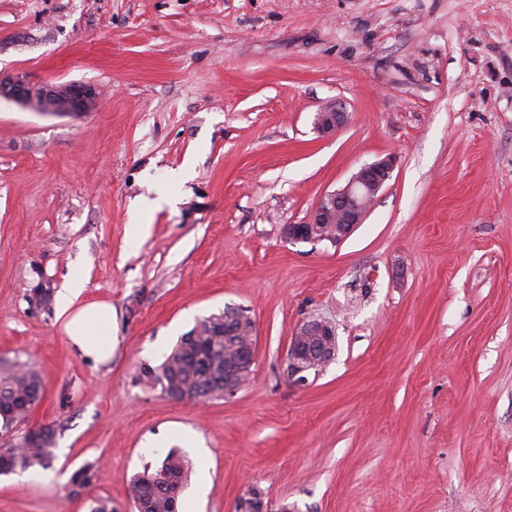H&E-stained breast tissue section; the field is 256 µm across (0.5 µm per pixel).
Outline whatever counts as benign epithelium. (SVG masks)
<instances>
[{"instance_id":"1","label":"benign epithelium","mask_w":512,"mask_h":512,"mask_svg":"<svg viewBox=\"0 0 512 512\" xmlns=\"http://www.w3.org/2000/svg\"><path fill=\"white\" fill-rule=\"evenodd\" d=\"M0 97L11 99L35 112L83 116L94 111L98 94L93 85L81 82L32 83L22 76H1ZM348 116L335 100L322 103L315 113L316 133L330 137L342 128ZM395 159L387 156L361 166L339 190L326 194L309 222L288 224V240L329 241L339 243L364 222L373 202L391 176ZM224 394L244 386L255 355L254 324L245 313L229 308L224 311ZM336 351L335 326L329 321L304 322L288 348V361L295 374L329 362Z\"/></svg>"}]
</instances>
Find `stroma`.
Here are the masks:
<instances>
[{"label": "stroma", "mask_w": 512, "mask_h": 512, "mask_svg": "<svg viewBox=\"0 0 512 512\" xmlns=\"http://www.w3.org/2000/svg\"><path fill=\"white\" fill-rule=\"evenodd\" d=\"M0 74L98 92L80 118L0 98V358L40 369L29 423L56 430L0 512H135L172 450L208 472L178 512H512V0H0ZM389 155L348 238H285ZM75 274L112 305L109 364L56 317ZM228 307L246 384L167 397L146 367ZM311 319L336 352L300 377ZM347 119V113L339 102L327 100L322 103L318 112L315 113L314 130L319 137H331L346 124ZM336 351L335 327L329 321L311 319L304 322L288 348L289 368L299 374L329 362Z\"/></svg>", "instance_id": "35a3bbf8"}]
</instances>
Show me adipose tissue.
I'll return each mask as SVG.
<instances>
[{
    "mask_svg": "<svg viewBox=\"0 0 512 512\" xmlns=\"http://www.w3.org/2000/svg\"><path fill=\"white\" fill-rule=\"evenodd\" d=\"M84 290L80 277H73L56 296L57 318L72 347L95 364L111 360L116 338L112 334V305L108 302L80 303Z\"/></svg>",
    "mask_w": 512,
    "mask_h": 512,
    "instance_id": "1",
    "label": "adipose tissue"
}]
</instances>
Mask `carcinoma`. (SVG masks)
Returning <instances> with one entry per match:
<instances>
[{"instance_id": "carcinoma-1", "label": "carcinoma", "mask_w": 512, "mask_h": 512, "mask_svg": "<svg viewBox=\"0 0 512 512\" xmlns=\"http://www.w3.org/2000/svg\"><path fill=\"white\" fill-rule=\"evenodd\" d=\"M224 371V332L219 316L211 315L181 336L177 345L148 374L161 391L193 402L221 397L217 377ZM43 398L42 378L35 365L0 361V433L18 431ZM55 431L49 425L27 428L17 443L0 448V475L46 467L54 458ZM97 461L84 463L72 475L76 490L91 486ZM189 464L170 452L161 466L145 468L130 483L136 512H178V496L187 480Z\"/></svg>"}]
</instances>
